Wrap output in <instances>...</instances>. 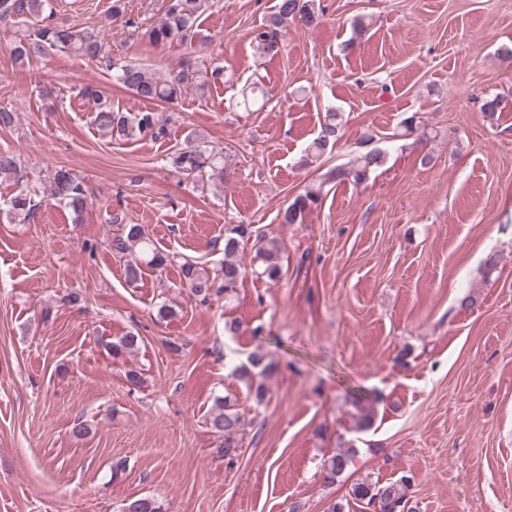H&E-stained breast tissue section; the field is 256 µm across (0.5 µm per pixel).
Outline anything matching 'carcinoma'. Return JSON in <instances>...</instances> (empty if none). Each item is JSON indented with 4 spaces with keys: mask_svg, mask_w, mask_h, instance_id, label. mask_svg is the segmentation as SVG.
<instances>
[{
    "mask_svg": "<svg viewBox=\"0 0 512 512\" xmlns=\"http://www.w3.org/2000/svg\"><path fill=\"white\" fill-rule=\"evenodd\" d=\"M206 0H167L164 17L147 28L140 30L139 23L129 18L126 27L132 34L140 36L153 45H166L186 42L194 36V26ZM322 10L316 8L315 0H278L276 11L269 17L263 30L256 33L255 41L261 51L276 54L282 47L283 37L288 26L300 23L315 27L320 23ZM27 16L35 20L34 34L23 35L10 44L14 61L23 64L51 51H62L71 55L96 60L105 57L102 44L94 33L77 26L61 24L54 18L51 0H0V29H8L20 24L19 18ZM107 58V57H105ZM107 69L113 71V78L135 96L154 100L174 107L179 103L184 91L190 87L203 89L209 81L221 78L218 69L211 72L186 67L174 75L160 76L141 65L114 61L107 58ZM78 96L95 103L93 123L102 135L119 139H135L142 135L156 140L168 134L171 116L158 111H130L112 106V102L92 85L78 91ZM481 110L487 123L495 125L502 112L501 99L497 96L484 100ZM340 139L338 114L327 112L321 131L306 148L307 163L314 164ZM384 162V155L378 149H370L354 157L347 167L333 170L331 180H351L359 183L369 172ZM173 171L185 180L207 185L224 180L227 160L201 145L189 144L169 156ZM0 177L12 180L18 187L14 196L7 201L13 218L26 222L41 206L34 194L24 188L27 175L22 170L15 155L0 151ZM48 195L81 214L87 203V190L81 178L66 168H58L48 177ZM320 198V192L311 188L296 196L280 216L282 224H302L306 214L313 210ZM253 242V273L259 278L276 282L281 277L279 264L280 244L278 239L250 224H237L226 230L224 235V263L220 269L211 272L201 264L186 260L179 267L180 286L187 289L192 297L205 304L212 296L230 294L246 275V267L237 259L240 250L247 242ZM116 251L127 255L124 267L126 281L138 282L143 269L148 267L162 271L171 263L169 254L159 250L140 224H123L122 234L113 240ZM142 343V337L129 333L112 343V357L119 358L135 351ZM271 371V365L264 363V357L253 354L248 363L235 368V374L246 382L253 391L257 402L264 401L267 388L261 379ZM207 424L211 432L221 439V452L224 457L233 459L237 455L240 434L244 426V415L237 404L228 397H217L211 407ZM350 454H337L325 460L320 477L324 484L332 485L347 468ZM412 478L401 476L388 484L370 479H361L351 486V497L365 505L371 512H413L408 491ZM120 512H163L161 504L149 496L134 497L124 502Z\"/></svg>",
    "mask_w": 512,
    "mask_h": 512,
    "instance_id": "carcinoma-1",
    "label": "carcinoma"
}]
</instances>
